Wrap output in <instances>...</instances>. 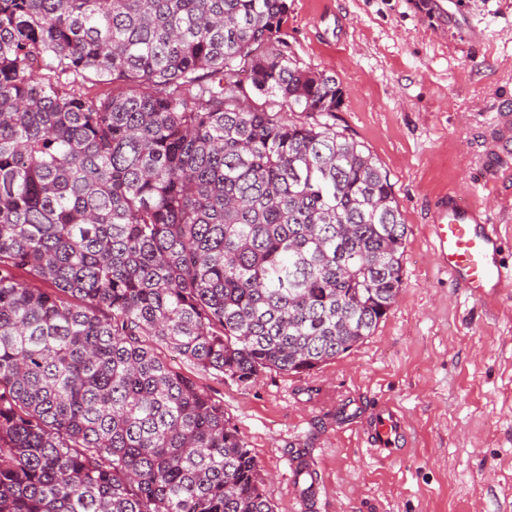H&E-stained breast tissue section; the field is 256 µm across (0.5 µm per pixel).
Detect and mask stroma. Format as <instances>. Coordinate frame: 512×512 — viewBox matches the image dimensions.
<instances>
[{"label":"stroma","instance_id":"1","mask_svg":"<svg viewBox=\"0 0 512 512\" xmlns=\"http://www.w3.org/2000/svg\"><path fill=\"white\" fill-rule=\"evenodd\" d=\"M440 25L426 0H288L300 67L336 78L334 122L385 171L407 226L402 287L373 336L319 369L249 386L193 371L223 401L276 512H303L292 460L316 463L312 512H512V296L483 303L436 262L428 235L446 194L500 224L512 263V179L486 190L495 150L512 167V0H456ZM403 412L405 453L379 461L357 420Z\"/></svg>","mask_w":512,"mask_h":512}]
</instances>
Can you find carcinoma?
<instances>
[{
	"label": "carcinoma",
	"mask_w": 512,
	"mask_h": 512,
	"mask_svg": "<svg viewBox=\"0 0 512 512\" xmlns=\"http://www.w3.org/2000/svg\"><path fill=\"white\" fill-rule=\"evenodd\" d=\"M288 13L0 0V512H275L166 353L241 386L320 368L395 304L407 232Z\"/></svg>",
	"instance_id": "cac0c4a2"
}]
</instances>
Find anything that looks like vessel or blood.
Here are the masks:
<instances>
[{"instance_id": "obj_1", "label": "vessel or blood", "mask_w": 512, "mask_h": 512, "mask_svg": "<svg viewBox=\"0 0 512 512\" xmlns=\"http://www.w3.org/2000/svg\"><path fill=\"white\" fill-rule=\"evenodd\" d=\"M428 231L439 266L474 299L484 301L512 289V265L499 259L500 227L488 212L446 195L438 201ZM406 429L400 409L381 403L360 433L378 459L391 460L400 453Z\"/></svg>"}]
</instances>
